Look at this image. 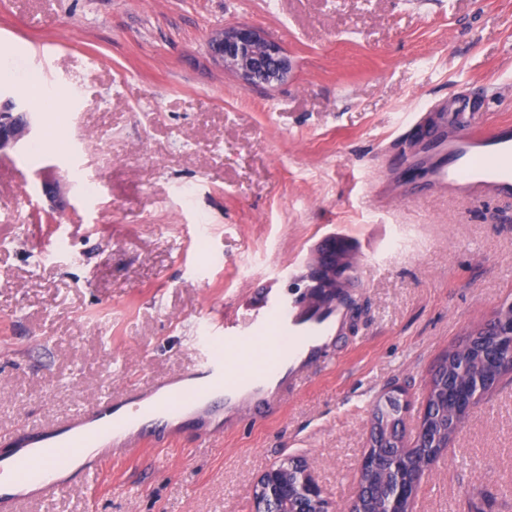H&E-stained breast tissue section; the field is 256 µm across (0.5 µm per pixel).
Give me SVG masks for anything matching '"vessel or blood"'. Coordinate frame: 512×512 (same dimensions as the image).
<instances>
[{"label": "vessel or blood", "mask_w": 512, "mask_h": 512, "mask_svg": "<svg viewBox=\"0 0 512 512\" xmlns=\"http://www.w3.org/2000/svg\"><path fill=\"white\" fill-rule=\"evenodd\" d=\"M462 89L452 111L433 120L413 115L418 137L409 152L388 148L371 182L385 207L392 195L448 197L472 203L512 199V121L473 111ZM369 254L357 237L341 230L320 236L286 287L255 281L236 310L225 312L224 329L199 324V355L189 370L106 396L57 421L7 436L0 454V512H14L35 484L39 498L66 491L58 470L77 466L94 482L108 461L133 458L144 446L161 450L179 441L184 428L206 443L245 417L268 418L300 390L310 371L336 358L352 321L349 304L361 287ZM336 262L344 271L334 287L319 286L310 273Z\"/></svg>", "instance_id": "1"}]
</instances>
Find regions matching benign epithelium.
<instances>
[{"instance_id":"1","label":"benign epithelium","mask_w":512,"mask_h":512,"mask_svg":"<svg viewBox=\"0 0 512 512\" xmlns=\"http://www.w3.org/2000/svg\"><path fill=\"white\" fill-rule=\"evenodd\" d=\"M210 53L224 64L244 89L271 87L283 82L292 69V62L281 45L267 37L262 30L232 25L214 33ZM34 132L32 115L15 102L6 99L0 103V155L21 148ZM492 321L496 324L499 341L491 357L512 366V314L497 310ZM394 400L399 410L394 416L382 420L372 419L371 431L385 438H395L398 447L408 450L421 445L415 437L407 444L403 431V416L407 407L405 393L394 388L388 392L383 404ZM293 480H288V474ZM252 512H331V503L316 471L301 460H286L271 466L257 479L254 488Z\"/></svg>"}]
</instances>
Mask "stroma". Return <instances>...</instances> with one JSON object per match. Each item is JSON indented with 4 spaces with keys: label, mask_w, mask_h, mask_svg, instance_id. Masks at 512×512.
Instances as JSON below:
<instances>
[{
    "label": "stroma",
    "mask_w": 512,
    "mask_h": 512,
    "mask_svg": "<svg viewBox=\"0 0 512 512\" xmlns=\"http://www.w3.org/2000/svg\"><path fill=\"white\" fill-rule=\"evenodd\" d=\"M234 24L280 42L284 82L245 89L213 62L210 34ZM0 50L68 95L59 109L0 84L41 147L0 156V433L186 371L197 324L253 280L281 283L324 232L380 245L357 334L279 416L107 463L19 512H250L258 476L286 458L346 512L376 402L402 388L414 436L438 360L512 303V202L380 209L370 192L401 118L432 99L466 85L512 119V0H0ZM509 485L512 374L423 473L412 510L512 512Z\"/></svg>",
    "instance_id": "obj_1"
}]
</instances>
